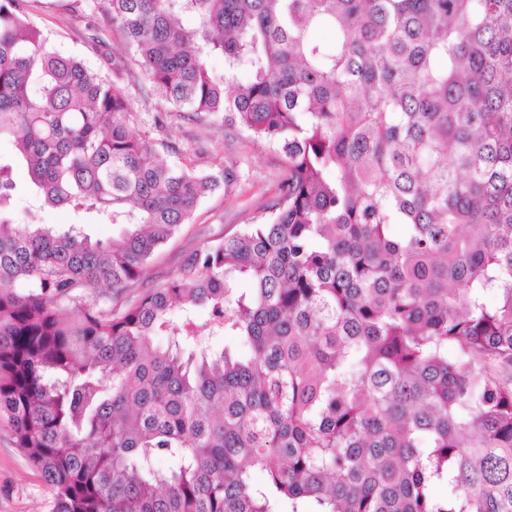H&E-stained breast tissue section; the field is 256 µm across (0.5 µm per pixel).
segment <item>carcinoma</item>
<instances>
[{"label": "carcinoma", "mask_w": 512, "mask_h": 512, "mask_svg": "<svg viewBox=\"0 0 512 512\" xmlns=\"http://www.w3.org/2000/svg\"><path fill=\"white\" fill-rule=\"evenodd\" d=\"M35 2L0 0V138L31 183L16 224L0 163V421L53 512H512V0H74L89 42L101 12L124 36L113 79ZM183 114L287 175L140 288L237 178L152 136ZM67 3L73 2L42 0L33 11L35 23L52 35L61 52L78 57L92 69L106 71L100 57L101 52L97 53L87 43L83 25L70 20V14L65 9Z\"/></svg>", "instance_id": "1"}]
</instances>
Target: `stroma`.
<instances>
[{"label":"stroma","instance_id":"1","mask_svg":"<svg viewBox=\"0 0 512 512\" xmlns=\"http://www.w3.org/2000/svg\"><path fill=\"white\" fill-rule=\"evenodd\" d=\"M35 23L49 32L57 48L93 69L102 59L87 43L82 24L71 21L64 0H42L33 11ZM168 136L200 148L199 162L207 170L232 168L239 180L218 189L197 207L191 224L167 244L146 272V284L174 273L196 249L222 240L251 223L276 197L286 174L283 157L263 144L228 128L180 120ZM54 493L18 448L8 427L0 426V512H52Z\"/></svg>","mask_w":512,"mask_h":512}]
</instances>
